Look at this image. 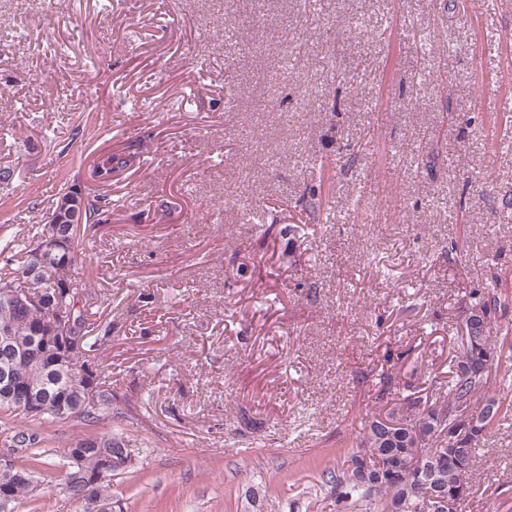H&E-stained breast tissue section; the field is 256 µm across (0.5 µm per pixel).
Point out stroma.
<instances>
[{
    "label": "stroma",
    "mask_w": 512,
    "mask_h": 512,
    "mask_svg": "<svg viewBox=\"0 0 512 512\" xmlns=\"http://www.w3.org/2000/svg\"><path fill=\"white\" fill-rule=\"evenodd\" d=\"M498 98L512 0H0V247L64 185L108 210L77 271L112 327V512H343L364 424L438 398L461 304L512 282ZM37 430L15 512H80L82 426ZM463 512H512V417Z\"/></svg>",
    "instance_id": "35a3bbf8"
}]
</instances>
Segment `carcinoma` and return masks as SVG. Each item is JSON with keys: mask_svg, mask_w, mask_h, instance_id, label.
<instances>
[{"mask_svg": "<svg viewBox=\"0 0 512 512\" xmlns=\"http://www.w3.org/2000/svg\"><path fill=\"white\" fill-rule=\"evenodd\" d=\"M99 197L87 199L85 221L82 224H64L63 234L72 241L69 281L86 290L87 282L74 276L78 253L93 227L102 223ZM28 241L9 249L6 264L11 271L0 277L1 283H12L20 271L32 273L31 284L43 288L52 298L48 304L31 310L9 304L0 296V325L13 328L20 356L14 357L0 351V373L8 372L21 386L30 389L41 399L52 404H62V414L29 415L22 410L16 395L0 388V413L20 418L30 423H70L100 426L112 421V382L100 370L98 351L112 338V325H107L96 336L89 335L87 305H77L75 297L56 288L51 282L54 259L33 270L29 266L32 253L44 238L45 225L32 227ZM512 304L506 290L487 291L472 296L470 305L480 308L486 321L479 335L491 332L492 324L500 312ZM60 307L74 309L77 322L76 335L82 338L81 356L74 359L50 360V341L41 336L47 330ZM459 355L450 367L445 384L448 402L436 408L419 399L411 402V412L398 415L394 409L389 418H399L403 427L393 434L380 430L378 419L369 421L355 441V451L349 462L354 464L366 455L372 468L371 482L360 484L353 479L350 468L335 476L337 501L344 503L348 512H439L436 502L427 497L433 484L444 489V495L453 505L452 512H460L469 495V479L475 457L477 441L496 427L503 419L512 416V399L490 394V385L503 360L502 349L478 339L457 333ZM91 379L99 392L95 408L83 406L82 384ZM471 412L475 421L461 425L460 433L448 437V426L457 420L458 413ZM6 448L29 450L41 443L39 433L27 428H16L0 442ZM80 454L82 467L71 468L65 473L63 490L68 496L86 506L90 502L105 503L112 498V475L87 481L80 472L94 474L98 471L102 454H109L118 464L126 461L124 437L112 430L94 434H80L68 444L64 453ZM35 476L31 458L26 457L7 469L0 470V492L10 496L11 503H22L39 496L40 487L26 481L24 476Z\"/></svg>", "mask_w": 512, "mask_h": 512, "instance_id": "cac0c4a2", "label": "carcinoma"}]
</instances>
